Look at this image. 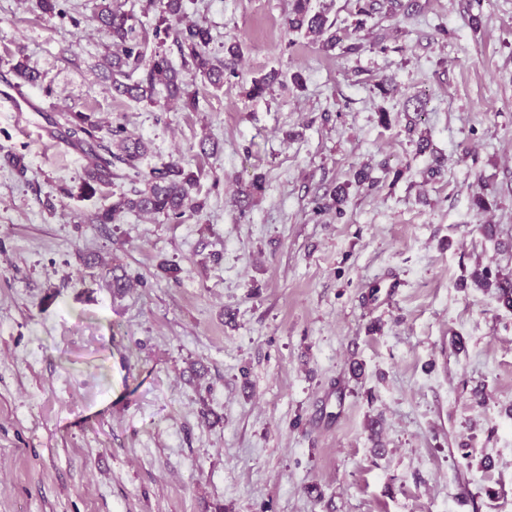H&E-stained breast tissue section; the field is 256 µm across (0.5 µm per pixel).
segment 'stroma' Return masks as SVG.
I'll list each match as a JSON object with an SVG mask.
<instances>
[{
	"instance_id": "35a3bbf8",
	"label": "stroma",
	"mask_w": 512,
	"mask_h": 512,
	"mask_svg": "<svg viewBox=\"0 0 512 512\" xmlns=\"http://www.w3.org/2000/svg\"><path fill=\"white\" fill-rule=\"evenodd\" d=\"M97 4L0 0V92L22 57L45 104L0 101V512H512V310L471 280L512 276V0L375 15L348 55L289 0H189L244 82L287 77L194 112L113 97ZM65 112L199 172L202 212L92 223Z\"/></svg>"
}]
</instances>
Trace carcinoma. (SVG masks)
Masks as SVG:
<instances>
[{"label": "carcinoma", "instance_id": "obj_1", "mask_svg": "<svg viewBox=\"0 0 512 512\" xmlns=\"http://www.w3.org/2000/svg\"><path fill=\"white\" fill-rule=\"evenodd\" d=\"M158 17L152 28L154 52L148 54L136 35L133 16L122 11L114 0H100L93 15V22L112 43V52L105 58L103 67L111 80L112 93L149 105L156 104L157 87L162 86L169 98L178 101L183 108L198 110V90L186 80L183 70L200 78L202 83L220 88L239 77L234 69L215 60L208 47L213 40L211 31L199 23H183L186 17L185 0H156ZM401 6V0H356V19L348 26L338 27L336 22L322 11L312 7V0H291L288 14V31L303 33L320 42L321 50L330 52L345 46V52L353 53L360 48L359 32L367 19L382 11L391 13ZM172 42L183 60V69H177L163 47ZM141 70L142 77L135 83H127L130 72ZM12 71L23 84L35 86L40 74L30 68L23 58L17 60ZM278 80V73L271 72L251 82L247 91L250 97H261ZM70 144L79 147L87 158L85 177L81 190L93 197L104 188L112 186L113 159L120 160L134 177L142 179L145 187L128 195L120 193L112 203L98 210L92 217L94 224H111L122 213L163 215L179 220L186 214H198L204 202L193 191L198 185L199 174L185 168L178 161H171L143 174L139 161L148 152L147 143L128 128L118 123L110 130L113 147L102 144L96 136L99 127L92 115L69 112L64 116ZM472 278L481 288H492L495 297L504 308L512 310V279L492 274L486 266L473 272ZM132 277L120 267H112V295L120 296L131 287Z\"/></svg>", "mask_w": 512, "mask_h": 512}]
</instances>
